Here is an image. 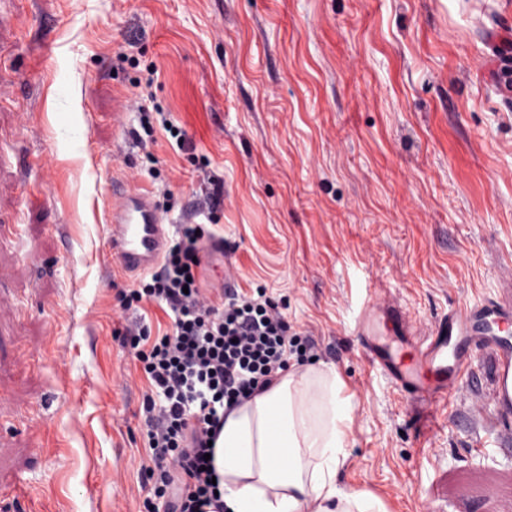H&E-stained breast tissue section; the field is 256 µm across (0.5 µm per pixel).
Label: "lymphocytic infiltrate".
<instances>
[{"mask_svg": "<svg viewBox=\"0 0 512 512\" xmlns=\"http://www.w3.org/2000/svg\"><path fill=\"white\" fill-rule=\"evenodd\" d=\"M208 230L180 225L160 267L138 287L123 290V309L157 303L169 316L165 333L145 321L115 330L149 382L143 396V437L153 498L165 512H224L215 495L211 434L228 412L267 390L290 364L315 358L317 343L295 330L265 287L228 288L220 304L201 297L197 256Z\"/></svg>", "mask_w": 512, "mask_h": 512, "instance_id": "f902f5d3", "label": "lymphocytic infiltrate"}]
</instances>
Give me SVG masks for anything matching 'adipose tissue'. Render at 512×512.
Listing matches in <instances>:
<instances>
[{"mask_svg":"<svg viewBox=\"0 0 512 512\" xmlns=\"http://www.w3.org/2000/svg\"><path fill=\"white\" fill-rule=\"evenodd\" d=\"M355 402L335 366L278 378L224 418L213 466L226 512H386L339 487Z\"/></svg>","mask_w":512,"mask_h":512,"instance_id":"adipose-tissue-1","label":"adipose tissue"}]
</instances>
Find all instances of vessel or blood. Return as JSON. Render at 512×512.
Masks as SVG:
<instances>
[{"instance_id": "vessel-or-blood-1", "label": "vessel or blood", "mask_w": 512, "mask_h": 512, "mask_svg": "<svg viewBox=\"0 0 512 512\" xmlns=\"http://www.w3.org/2000/svg\"><path fill=\"white\" fill-rule=\"evenodd\" d=\"M107 193L112 202L105 247L118 272L128 276L156 266L167 226L150 194L123 180L113 181ZM352 333L370 365L420 406L449 400L469 383L478 356H488L493 366L489 439L495 450L512 457V296L451 307L422 339L374 290L360 307Z\"/></svg>"}]
</instances>
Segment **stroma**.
I'll list each match as a JSON object with an SVG mask.
<instances>
[{
    "instance_id": "1",
    "label": "stroma",
    "mask_w": 512,
    "mask_h": 512,
    "mask_svg": "<svg viewBox=\"0 0 512 512\" xmlns=\"http://www.w3.org/2000/svg\"><path fill=\"white\" fill-rule=\"evenodd\" d=\"M512 0H0V500L9 512H147L148 382L112 332L138 276L103 254L122 178L179 208L224 185L201 291L285 300L357 406L338 483L388 512H512V459L482 449L490 361L436 416L372 370L351 321L383 289L420 332L512 294V87L495 38ZM156 75L146 108L132 83ZM71 108L51 112L56 89ZM81 129V153L56 124ZM153 153L159 179L148 173Z\"/></svg>"
}]
</instances>
